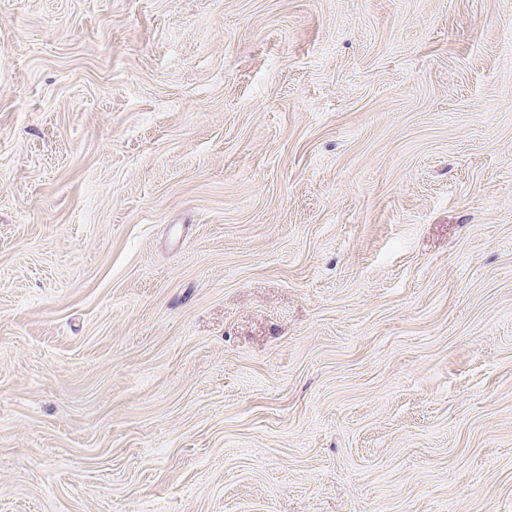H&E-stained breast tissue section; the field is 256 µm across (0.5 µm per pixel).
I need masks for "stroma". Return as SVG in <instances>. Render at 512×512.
Returning a JSON list of instances; mask_svg holds the SVG:
<instances>
[{
	"label": "stroma",
	"mask_w": 512,
	"mask_h": 512,
	"mask_svg": "<svg viewBox=\"0 0 512 512\" xmlns=\"http://www.w3.org/2000/svg\"><path fill=\"white\" fill-rule=\"evenodd\" d=\"M0 512H512V0H0Z\"/></svg>",
	"instance_id": "obj_1"
}]
</instances>
